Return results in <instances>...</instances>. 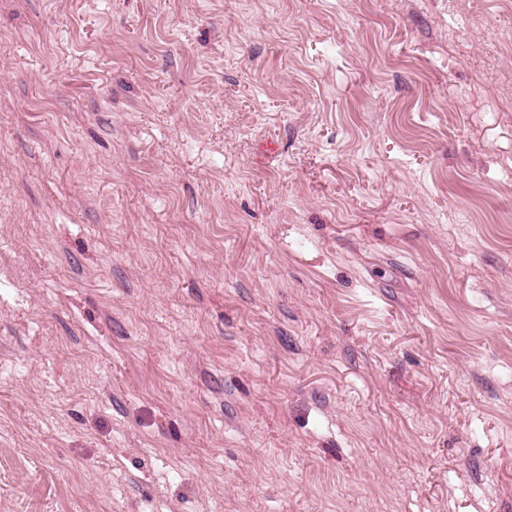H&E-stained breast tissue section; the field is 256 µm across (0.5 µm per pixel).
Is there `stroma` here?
Returning a JSON list of instances; mask_svg holds the SVG:
<instances>
[{
	"instance_id": "35a3bbf8",
	"label": "stroma",
	"mask_w": 512,
	"mask_h": 512,
	"mask_svg": "<svg viewBox=\"0 0 512 512\" xmlns=\"http://www.w3.org/2000/svg\"><path fill=\"white\" fill-rule=\"evenodd\" d=\"M0 512H512V0H0Z\"/></svg>"
}]
</instances>
